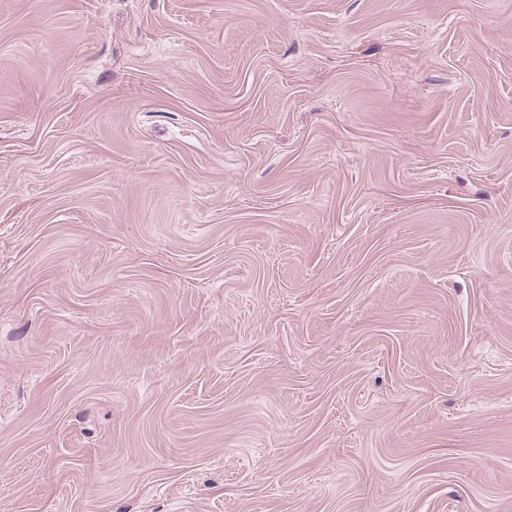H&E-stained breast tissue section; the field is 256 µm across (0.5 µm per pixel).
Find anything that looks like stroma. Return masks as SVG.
<instances>
[{
  "label": "stroma",
  "instance_id": "stroma-1",
  "mask_svg": "<svg viewBox=\"0 0 512 512\" xmlns=\"http://www.w3.org/2000/svg\"><path fill=\"white\" fill-rule=\"evenodd\" d=\"M0 512H512V0H0Z\"/></svg>",
  "mask_w": 512,
  "mask_h": 512
}]
</instances>
